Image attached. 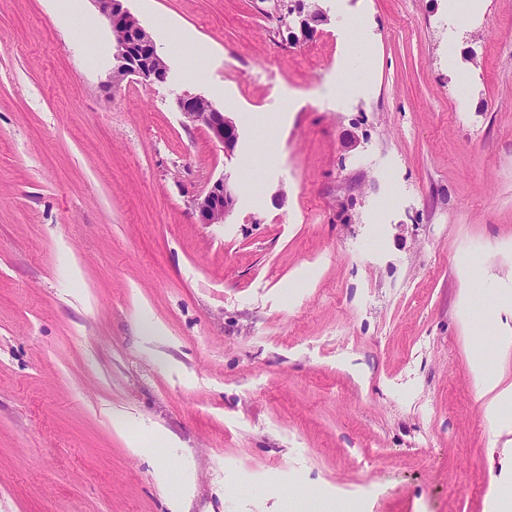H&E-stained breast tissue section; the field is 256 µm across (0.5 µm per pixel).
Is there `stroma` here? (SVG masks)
<instances>
[{
	"mask_svg": "<svg viewBox=\"0 0 512 512\" xmlns=\"http://www.w3.org/2000/svg\"><path fill=\"white\" fill-rule=\"evenodd\" d=\"M62 2L0 0V512L512 498V405L470 371L512 383V0H318L298 45L287 0H123L169 75L115 88L108 22ZM343 62L368 82L324 99ZM179 108L189 122L203 126L211 140L221 145L226 155H234L240 133L236 122L223 110L200 96L180 99ZM237 203L235 190L228 178L213 182L203 196L195 199L194 208L200 223L221 224ZM471 366L475 378L483 394L494 393L490 405L495 408L499 403L512 401V384L503 383L502 377L490 372L487 368V360L477 354L472 358Z\"/></svg>",
	"mask_w": 512,
	"mask_h": 512,
	"instance_id": "obj_1",
	"label": "stroma"
}]
</instances>
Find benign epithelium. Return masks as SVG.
<instances>
[{"instance_id":"obj_1","label":"benign epithelium","mask_w":512,"mask_h":512,"mask_svg":"<svg viewBox=\"0 0 512 512\" xmlns=\"http://www.w3.org/2000/svg\"><path fill=\"white\" fill-rule=\"evenodd\" d=\"M98 12L109 23L115 42L110 83L118 86L133 77L149 82H164L167 64L159 53L152 36L139 21L122 7L121 0H93ZM288 14L295 16L291 38L309 40L318 27L327 22V16L317 6L318 0H293ZM184 117L193 124L203 126L211 140L224 149V154L234 155L240 133L236 122L206 98L193 96L179 100ZM237 203L235 190L226 178L213 182L205 194L195 199L194 208L202 224H222Z\"/></svg>"}]
</instances>
